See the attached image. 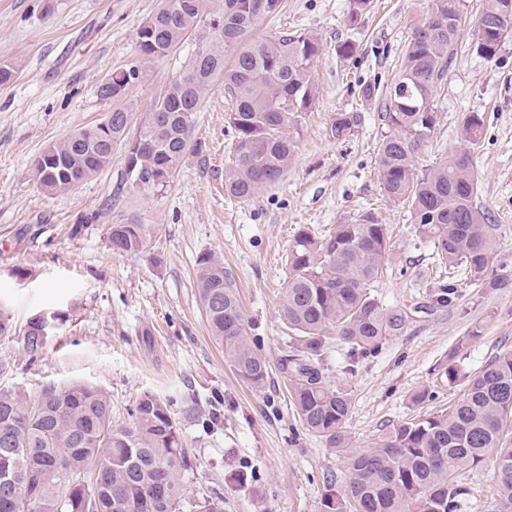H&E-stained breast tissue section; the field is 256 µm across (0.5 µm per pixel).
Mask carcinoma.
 I'll use <instances>...</instances> for the list:
<instances>
[{
    "label": "carcinoma",
    "instance_id": "carcinoma-1",
    "mask_svg": "<svg viewBox=\"0 0 512 512\" xmlns=\"http://www.w3.org/2000/svg\"><path fill=\"white\" fill-rule=\"evenodd\" d=\"M280 2L160 0L137 32L139 61L112 73L108 139L96 136L95 124L50 144L34 164L40 187L48 193L71 190L84 172L105 167L112 148L126 141L132 182L153 174L150 190L166 188L190 150L193 121L186 115L197 112L219 77L230 102L234 141L224 189L247 201L279 184L303 115L316 105L313 67L321 54L312 33L254 37L260 20L276 13ZM205 15L208 30L185 71L155 102L138 136L127 141V100L142 82L145 64L166 56ZM461 26L458 0H429L381 113L390 131L379 149L384 194L408 206L415 235L433 243L437 264L455 271L432 294L440 306L455 305L460 278L488 288H507L512 281L489 267L496 228L475 204L479 177L468 147L480 139L482 117L472 113L465 120L464 149L431 169L415 165L416 151L436 124L434 93L447 79ZM479 28L475 51L490 61L512 31V0H486ZM357 121L353 112L336 113L331 137L348 138ZM153 231L152 224H113L110 248L139 254ZM390 253L387 225L363 211L323 236L299 231L288 256L281 313L294 336L283 369L302 426L349 465L343 491L328 484L323 512H463L471 490L458 473L488 461L497 473L498 512H512V350L468 375L449 357L443 376L462 385L460 400L389 425L372 448L353 447L347 431L351 398L323 380L321 360L331 329L347 346L350 371L404 328L407 313L384 307L373 289ZM198 266L197 288L212 338L252 389H265L268 362L246 336V315L224 262L204 254ZM45 341L24 331L26 355L40 357ZM171 407L169 400L145 392L131 421L117 424L106 395L84 381L49 385L33 397L1 388L0 482L8 477L12 483L0 485V512H180L193 462Z\"/></svg>",
    "mask_w": 512,
    "mask_h": 512
}]
</instances>
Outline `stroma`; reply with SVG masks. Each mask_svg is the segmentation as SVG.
Here are the masks:
<instances>
[{"mask_svg":"<svg viewBox=\"0 0 512 512\" xmlns=\"http://www.w3.org/2000/svg\"><path fill=\"white\" fill-rule=\"evenodd\" d=\"M484 0H459L463 26L456 58L434 101L437 121L418 152L433 166L463 149L462 126L484 120L472 162L481 179L478 206L497 226L491 264L512 276V34L494 61L473 48ZM159 0H0V62L17 72L0 85V303L15 332L0 337V360L11 372L0 388L35 395L46 385L85 381L112 405L116 422L131 419L150 392L169 399L196 468L185 475L188 497H224V512H322L328 483L344 487L348 462L306 431L282 368L292 342L281 320L288 254L299 229L326 230L372 210L392 230L389 266L374 288L384 306L405 310L403 331L352 372L346 347L329 339L323 355L328 385L352 400L347 428L356 447L374 445L386 425L448 407L461 387L441 380L449 357L474 372L512 350V287L460 281L451 309L431 294L446 275L433 246L414 235L406 209L386 201L378 149L387 133L379 115L386 87L428 0H374L349 23V0H281L258 32H311L322 44L314 66L318 100L304 117L281 184L244 202L224 191L232 161L229 106L215 81L190 132L187 155L160 192L133 187L125 145L74 189L51 194L34 176V161L51 143L101 122L110 101L98 84L135 62L136 33ZM356 45L351 58L336 53ZM198 47L190 36L149 63L130 95L129 136H136L155 99L183 72ZM355 112L352 136L337 141L333 115ZM113 224H151L154 237L138 255L113 252ZM223 258L246 314L248 336L260 345L270 377L263 391L239 378L212 338L197 288L198 259ZM41 311L61 315L42 356L28 361L23 330ZM195 414H187V404ZM246 471V482L232 476ZM471 489L465 512H497L495 473L485 463L464 470Z\"/></svg>","mask_w":512,"mask_h":512,"instance_id":"1","label":"stroma"}]
</instances>
